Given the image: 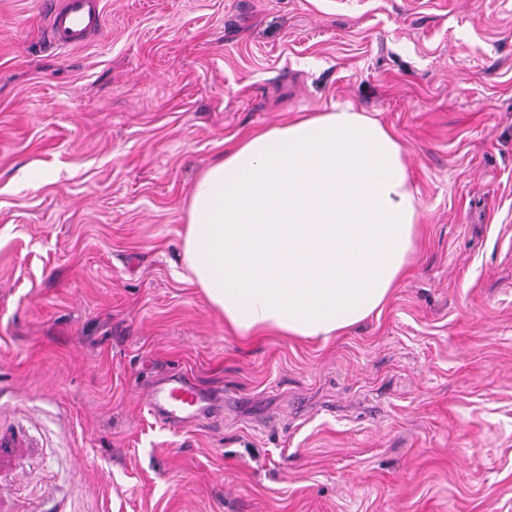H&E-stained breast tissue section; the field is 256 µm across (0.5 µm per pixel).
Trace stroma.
<instances>
[{
	"label": "stroma",
	"instance_id": "stroma-1",
	"mask_svg": "<svg viewBox=\"0 0 512 512\" xmlns=\"http://www.w3.org/2000/svg\"><path fill=\"white\" fill-rule=\"evenodd\" d=\"M0 0V512H512V0ZM398 135L413 270L328 341L229 332L182 259L225 139ZM224 414L156 421L173 372ZM101 0H58L52 2L49 35L59 48L85 44L102 23Z\"/></svg>",
	"mask_w": 512,
	"mask_h": 512
}]
</instances>
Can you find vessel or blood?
Here are the masks:
<instances>
[{
	"mask_svg": "<svg viewBox=\"0 0 512 512\" xmlns=\"http://www.w3.org/2000/svg\"><path fill=\"white\" fill-rule=\"evenodd\" d=\"M102 17L101 0H54L49 35L57 47L80 46L99 30ZM223 407V395L200 388L181 373L171 374L152 386L147 398L151 415L180 428L191 427Z\"/></svg>",
	"mask_w": 512,
	"mask_h": 512,
	"instance_id": "obj_1",
	"label": "vessel or blood"
}]
</instances>
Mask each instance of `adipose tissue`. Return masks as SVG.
Segmentation results:
<instances>
[{"instance_id":"ef3b65f1","label":"adipose tissue","mask_w":512,"mask_h":512,"mask_svg":"<svg viewBox=\"0 0 512 512\" xmlns=\"http://www.w3.org/2000/svg\"><path fill=\"white\" fill-rule=\"evenodd\" d=\"M422 203L395 133L343 107L245 134L196 179L182 250L240 336H339L410 271Z\"/></svg>"}]
</instances>
